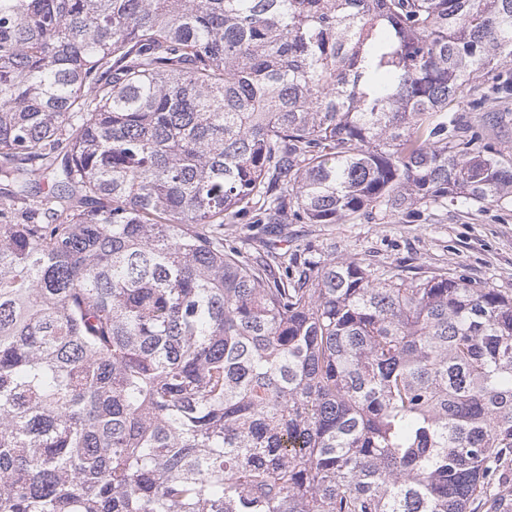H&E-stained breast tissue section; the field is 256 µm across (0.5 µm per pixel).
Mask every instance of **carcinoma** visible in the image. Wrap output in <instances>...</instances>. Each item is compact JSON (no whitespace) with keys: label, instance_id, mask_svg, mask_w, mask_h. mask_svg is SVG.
Instances as JSON below:
<instances>
[{"label":"carcinoma","instance_id":"obj_1","mask_svg":"<svg viewBox=\"0 0 512 512\" xmlns=\"http://www.w3.org/2000/svg\"><path fill=\"white\" fill-rule=\"evenodd\" d=\"M511 63L512 0H0V512H512V298L224 235L512 199L448 116Z\"/></svg>","mask_w":512,"mask_h":512}]
</instances>
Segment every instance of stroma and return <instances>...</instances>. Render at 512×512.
<instances>
[{"label": "stroma", "instance_id": "1", "mask_svg": "<svg viewBox=\"0 0 512 512\" xmlns=\"http://www.w3.org/2000/svg\"><path fill=\"white\" fill-rule=\"evenodd\" d=\"M493 152L512 157V98L491 95ZM273 240L321 259H347L407 275L466 279L512 296V201L403 211L338 224H284Z\"/></svg>", "mask_w": 512, "mask_h": 512}]
</instances>
